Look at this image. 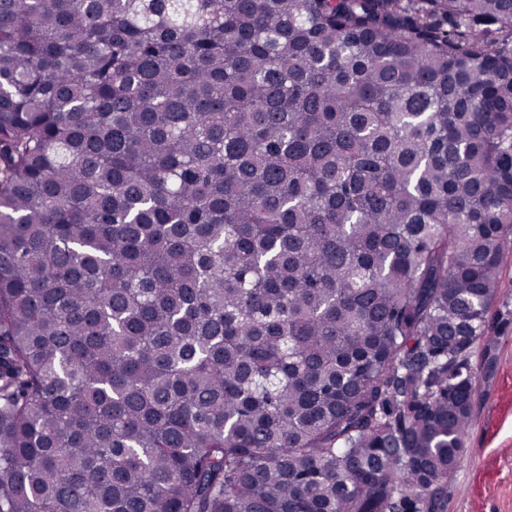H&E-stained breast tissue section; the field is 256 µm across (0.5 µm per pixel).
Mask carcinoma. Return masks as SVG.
I'll return each mask as SVG.
<instances>
[{
    "mask_svg": "<svg viewBox=\"0 0 512 512\" xmlns=\"http://www.w3.org/2000/svg\"><path fill=\"white\" fill-rule=\"evenodd\" d=\"M512 243V0H0V512H443Z\"/></svg>",
    "mask_w": 512,
    "mask_h": 512,
    "instance_id": "carcinoma-1",
    "label": "carcinoma"
}]
</instances>
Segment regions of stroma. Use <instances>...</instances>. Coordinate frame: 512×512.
I'll return each instance as SVG.
<instances>
[{
  "label": "stroma",
  "instance_id": "stroma-1",
  "mask_svg": "<svg viewBox=\"0 0 512 512\" xmlns=\"http://www.w3.org/2000/svg\"><path fill=\"white\" fill-rule=\"evenodd\" d=\"M471 363L472 421L465 454L448 479L445 512H512V254Z\"/></svg>",
  "mask_w": 512,
  "mask_h": 512
}]
</instances>
